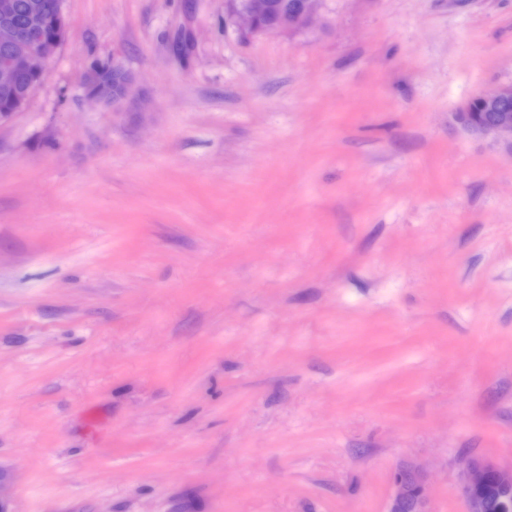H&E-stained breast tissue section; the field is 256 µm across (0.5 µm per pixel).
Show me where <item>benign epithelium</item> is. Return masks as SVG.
Returning a JSON list of instances; mask_svg holds the SVG:
<instances>
[{"label":"benign epithelium","mask_w":512,"mask_h":512,"mask_svg":"<svg viewBox=\"0 0 512 512\" xmlns=\"http://www.w3.org/2000/svg\"><path fill=\"white\" fill-rule=\"evenodd\" d=\"M64 0H55L52 15L56 37L47 39L38 27L20 25L21 4L18 0H0V49L5 59L0 63V90H8L17 83L19 77L28 74L42 80L46 61L65 40L68 30L63 11ZM320 0H298L293 8L282 7L277 12L275 25L260 29L256 18L270 11L272 4L267 0H253L250 9L230 8L234 17L242 21V31L246 34L262 31H294L312 23ZM133 79L120 67L93 64L85 76V93L88 98L118 104L129 94ZM477 99L502 106L498 112L490 114L482 121L472 118L470 106L456 113V121L472 135L487 139L512 154V81L498 83ZM505 489H512V466L502 467L487 459L466 456L460 461V481L466 498L468 512H485L486 504L480 493L488 478ZM419 488V503L426 506L428 491L419 471L408 468L399 471L395 477L394 494L387 512H400L406 498L407 484Z\"/></svg>","instance_id":"obj_1"}]
</instances>
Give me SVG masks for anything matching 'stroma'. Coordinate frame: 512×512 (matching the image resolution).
<instances>
[{"label": "stroma", "instance_id": "stroma-1", "mask_svg": "<svg viewBox=\"0 0 512 512\" xmlns=\"http://www.w3.org/2000/svg\"><path fill=\"white\" fill-rule=\"evenodd\" d=\"M0 121V487L10 512H467L512 465V0H64ZM95 61L133 77L90 102ZM230 12L233 17L242 21V31L246 34L268 32V31H294L304 28L312 23L316 14L317 6L320 0H298L292 9L288 10L295 0H269L275 6L288 3L287 7H282L277 12V22L275 25L260 29L256 26V18L262 14L268 13L272 4L268 0H253L251 9L237 10L234 8V1L228 0ZM476 99L482 102L473 104L471 112H477L479 117L490 115L482 121H476L471 116L470 105ZM483 101L498 104L502 106V109L495 112L493 106ZM510 105H512V81L497 83L485 93L469 100L462 112H456V121L467 132L478 138L492 141L512 155V109H510ZM489 477L503 488L500 490L490 484L488 486V508L480 493ZM460 481L466 498L468 512H512V466L502 467L487 459L470 456L460 461ZM486 510V511H485ZM413 483L419 488V501L415 496H412L405 505L404 512H419V503L421 510L425 511V506L428 498L427 486L424 478L419 471L407 468L404 471H399L395 477L394 494L389 502L387 512H400L401 506L406 498L407 484Z\"/></svg>", "mask_w": 512, "mask_h": 512}]
</instances>
